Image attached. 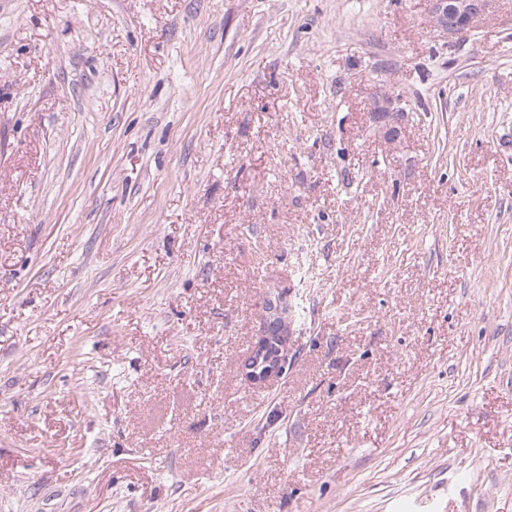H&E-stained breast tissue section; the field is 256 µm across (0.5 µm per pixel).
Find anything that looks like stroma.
I'll list each match as a JSON object with an SVG mask.
<instances>
[{"label":"stroma","instance_id":"stroma-1","mask_svg":"<svg viewBox=\"0 0 512 512\" xmlns=\"http://www.w3.org/2000/svg\"><path fill=\"white\" fill-rule=\"evenodd\" d=\"M0 512H512V0H0ZM487 0H434L436 24L450 35L467 31L485 11Z\"/></svg>","mask_w":512,"mask_h":512}]
</instances>
